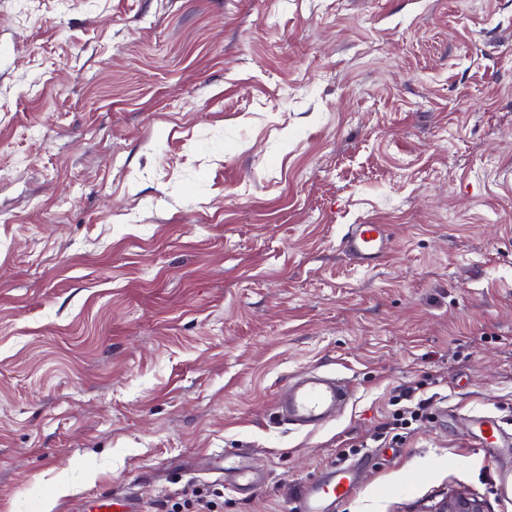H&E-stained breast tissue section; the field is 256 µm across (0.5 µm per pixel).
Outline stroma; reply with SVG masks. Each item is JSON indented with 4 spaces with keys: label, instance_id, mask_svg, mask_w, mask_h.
<instances>
[{
    "label": "stroma",
    "instance_id": "obj_1",
    "mask_svg": "<svg viewBox=\"0 0 512 512\" xmlns=\"http://www.w3.org/2000/svg\"><path fill=\"white\" fill-rule=\"evenodd\" d=\"M309 374L353 396L296 430ZM475 414L512 433V0H0V512H295L335 466L332 512H512ZM389 232L385 224H352L341 240L345 252L360 266L376 265L387 253ZM209 459L212 473L224 475V478H229L236 485L258 481L256 473L241 455L230 456L224 454V449H221L213 451ZM430 512H485L483 503L459 491L441 500Z\"/></svg>",
    "mask_w": 512,
    "mask_h": 512
}]
</instances>
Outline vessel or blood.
Masks as SVG:
<instances>
[{
    "mask_svg": "<svg viewBox=\"0 0 512 512\" xmlns=\"http://www.w3.org/2000/svg\"><path fill=\"white\" fill-rule=\"evenodd\" d=\"M389 232L383 224L350 225L341 240L345 252L361 266L376 265L386 254ZM350 393L338 381L313 375L302 381L288 383L278 400L279 408L289 424L317 428L334 419L336 409L345 404ZM473 438L483 446L501 442L503 430L498 421L489 415H475L470 419ZM212 473L223 475L235 484L254 483L258 477L243 456H230L223 451H213L210 456ZM353 488L349 472L335 468L313 485L303 497L299 512H327L328 504L348 496Z\"/></svg>",
    "mask_w": 512,
    "mask_h": 512,
    "instance_id": "b4317fda",
    "label": "vessel or blood"
}]
</instances>
